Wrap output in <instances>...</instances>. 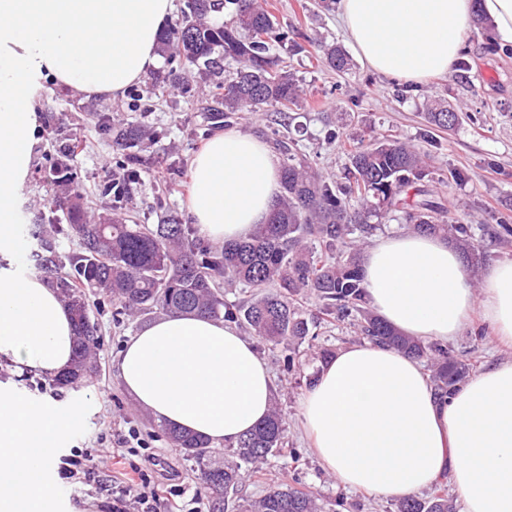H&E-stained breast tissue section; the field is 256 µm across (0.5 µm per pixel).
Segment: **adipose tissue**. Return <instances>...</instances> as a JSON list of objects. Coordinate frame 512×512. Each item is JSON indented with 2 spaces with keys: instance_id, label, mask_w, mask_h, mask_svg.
Returning <instances> with one entry per match:
<instances>
[{
  "instance_id": "ef3b65f1",
  "label": "adipose tissue",
  "mask_w": 512,
  "mask_h": 512,
  "mask_svg": "<svg viewBox=\"0 0 512 512\" xmlns=\"http://www.w3.org/2000/svg\"><path fill=\"white\" fill-rule=\"evenodd\" d=\"M173 0H0V254L18 255V192L39 143L44 80L92 96H122L157 62ZM338 17L363 63L418 84L458 62L474 11L512 44V0H337ZM188 211L216 245L248 238L281 191L279 160L254 135L229 129L191 160ZM373 310L400 332L448 343L481 309L499 341L512 343V261L472 285L442 237L410 233L365 250ZM75 343L68 310L36 276L0 269V359L19 371L67 369ZM133 403L159 423L233 444L270 412L274 386L254 341L229 323L169 315L129 337L115 360ZM301 425L321 467L376 497L409 496L449 476L462 512H512V358L438 395L417 360L373 344L321 364L301 403ZM69 416L0 397V512H46V480Z\"/></svg>"
}]
</instances>
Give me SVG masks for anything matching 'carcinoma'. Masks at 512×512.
Masks as SVG:
<instances>
[{"instance_id":"1","label":"carcinoma","mask_w":512,"mask_h":512,"mask_svg":"<svg viewBox=\"0 0 512 512\" xmlns=\"http://www.w3.org/2000/svg\"><path fill=\"white\" fill-rule=\"evenodd\" d=\"M234 6L230 21L212 19L214 0H187L181 21L162 32L159 52L169 65L168 81L190 89L197 74L209 78L213 105L210 120L220 124L237 112H262L268 106L286 112L299 104L304 90L294 73L281 67L271 50L288 41L266 0H224ZM321 62L337 72L350 70L348 54L337 45L324 47ZM238 67L224 73L221 57ZM434 133L453 129L458 113L437 102L423 113ZM287 131L274 132L281 159L282 193L264 224L244 242L213 245L196 235L189 224L166 215L157 224L103 206L98 221L89 222L77 174L72 169L74 143H60L50 159L49 174L72 183L63 204V218L51 215L55 235L75 243L67 257L57 254L53 238L38 241L39 267L44 280L58 290L74 323L77 343L73 365L56 377L59 386L77 388L98 372L101 345L91 320L90 298L112 299V321L120 325L154 311L168 315L195 313L248 331L268 347H292L323 328L346 324L368 342L391 347L429 362L431 382L441 394L454 391L472 363L439 343H424L383 322L368 304L360 268V243L375 229L374 222L399 212L415 233L441 236L468 257L479 252L471 225L449 216L446 199L424 184L432 175L429 154L420 146L392 135L343 147L344 177L324 175L310 162L299 141ZM149 135L142 125L129 124L112 132L123 157L119 166L127 181L140 179L141 160L134 148ZM490 237L512 238V209L504 208ZM241 298L226 299L227 289ZM316 299V311L300 304L303 295ZM169 444L200 473L212 498L213 512H224L226 495L236 493L256 464L281 455L286 447V423L279 409L225 452L211 442L174 427H162ZM224 454V463L216 461ZM241 512H322L311 491L277 484ZM396 512H456L448 484L436 483L425 498L404 497Z\"/></svg>"}]
</instances>
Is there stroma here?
<instances>
[{
    "mask_svg": "<svg viewBox=\"0 0 512 512\" xmlns=\"http://www.w3.org/2000/svg\"><path fill=\"white\" fill-rule=\"evenodd\" d=\"M267 4L287 27L291 39L289 46L275 48L274 53L306 90L301 106L292 114V123L299 127L302 148L311 161L327 174L338 175L343 170L346 157L328 144V126L340 127L351 143L393 134L417 144L424 129L420 114L426 101L444 99L460 105L466 119L453 131L441 134L438 144L429 148L433 171L440 174L455 167L467 175L462 184L444 188L443 194L453 216L472 224L475 237L481 242L478 257L466 261L472 282H480L484 272L497 263L512 260V242L499 243L483 232L484 227L493 225V217L503 204L512 200V55L488 51L489 27H471L465 37L466 67H454L413 88L359 62L350 71L337 73L317 61L319 43H348L336 10L321 8L318 0H267ZM167 70L166 60H158L140 82L117 99L88 97L52 84L40 94L41 143L34 156L32 175L19 191L25 222L19 225L18 233L26 242V250L17 258L0 256V267L23 275L37 272L38 247L31 229L38 214H49L66 195L63 184L43 175L47 156L57 139L70 136L83 142L84 150L74 157L72 165L86 195L95 196L103 182L122 180L123 172L115 165L120 153L111 134L99 130L96 118L100 115L108 116L112 126L135 121L151 132L138 147L144 171L140 181L131 187L124 212L156 223L152 203L161 189L167 208L177 212L183 222H190V162L213 134L202 112L210 101L209 87L196 78L191 94H184L164 82ZM92 317L101 337L100 373L84 385L59 387L50 377L29 371L20 373L10 365L0 364V392L56 411L73 403L82 408L79 424L58 449L57 470L47 477L52 489L50 512H112V477L127 471L128 464L101 453L100 446L116 444L132 427L139 431L147 453L155 458L154 466L147 469L151 481L160 485L180 512H188L191 498L203 491L197 472L170 447L158 423L130 401L116 376L115 358L140 325H116L108 305L93 312ZM483 325L480 313H473L461 335L448 345L454 354L470 359L478 371L493 360L512 357V347L497 343L489 334L478 336ZM362 342V336L352 329L330 327L297 348V370L291 375L281 369L284 349H261L260 355L274 380V403L285 416L288 446L295 449L299 460L291 463L272 457L258 464L240 488L242 501L258 500L270 486L293 481L314 492L325 512H334L338 507L343 512H396L394 500L338 484L316 461L300 427V401L307 379L321 364L320 349L336 352ZM85 451L95 455L94 472L87 478H64L60 465Z\"/></svg>",
    "mask_w": 512,
    "mask_h": 512,
    "instance_id": "1",
    "label": "stroma"
}]
</instances>
